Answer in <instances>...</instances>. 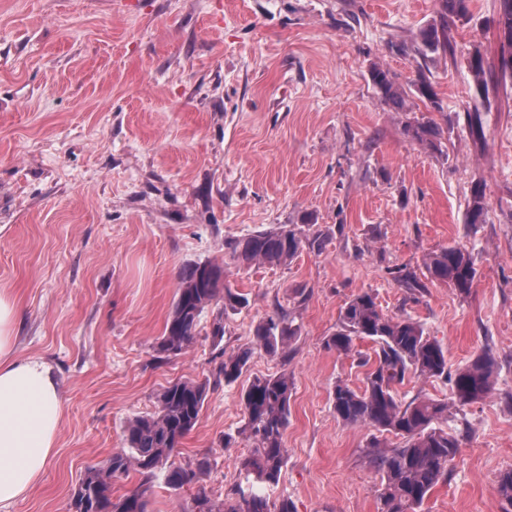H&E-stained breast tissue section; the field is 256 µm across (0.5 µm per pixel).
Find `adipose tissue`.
Listing matches in <instances>:
<instances>
[{
	"label": "adipose tissue",
	"mask_w": 512,
	"mask_h": 512,
	"mask_svg": "<svg viewBox=\"0 0 512 512\" xmlns=\"http://www.w3.org/2000/svg\"><path fill=\"white\" fill-rule=\"evenodd\" d=\"M19 309L0 289V512H11L41 480L57 447L64 405L51 366L14 353Z\"/></svg>",
	"instance_id": "1"
}]
</instances>
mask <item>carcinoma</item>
<instances>
[{
  "mask_svg": "<svg viewBox=\"0 0 512 512\" xmlns=\"http://www.w3.org/2000/svg\"><path fill=\"white\" fill-rule=\"evenodd\" d=\"M441 21L422 30L417 52L423 56L451 49L448 18L464 17L469 0H440ZM497 25L508 51L500 61L502 73H512V0H500ZM479 90H485L484 60L474 52L469 61ZM373 88L390 108L401 111L403 92L389 70L374 65L369 71ZM404 133L433 152H443V129L431 118L408 120ZM485 223V190L480 182L471 187L467 224L477 233ZM319 236L307 237L288 226L234 239L228 243V260L206 261L184 266L172 310L157 352L167 357L184 354L201 334V319L210 308L221 304L237 309L247 305L246 294L232 288L228 269L250 268L256 264L286 266L304 246H315ZM425 267L431 280L447 282L461 294L473 288L477 269L469 251L461 245L443 247L427 255ZM296 329L288 314L276 311L253 330V344L270 355L285 352ZM374 342V359L363 358L364 388L359 391L342 380L336 381L332 406L336 417L351 425H367L380 434H392L401 443L387 445L373 437L369 448L373 462L382 472L379 512H415L431 491L448 476V467L459 449L457 435L440 424L448 421V404L463 406L488 396L495 384L497 363L485 349L469 363L448 369L447 351L425 335L422 325L409 316L383 312L376 297L363 292L350 300L340 316V325L326 341L338 354H355V341ZM251 349L224 355L217 376L229 385L246 369ZM444 380L451 388L452 402L416 397L408 403L398 397V387L410 376ZM292 379L286 373L254 378L241 394L245 425L243 432L252 441L251 456L241 462L245 484H237L219 502L213 500L200 478L209 459L203 457L186 465L174 457L185 437L199 421L209 391V380H178L162 388L156 396L155 411L132 419L125 429L127 449L115 452L100 465L87 469L71 493L69 512H149L148 482L164 473L173 489L196 488L190 512H297L287 497L272 501L262 486L278 483L286 465L284 431L288 425ZM135 471L144 481L118 499L112 497L115 480ZM498 492L503 512H512V470L501 474Z\"/></svg>",
  "mask_w": 512,
  "mask_h": 512,
  "instance_id": "cac0c4a2",
  "label": "carcinoma"
}]
</instances>
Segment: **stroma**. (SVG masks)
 Segmentation results:
<instances>
[{
    "instance_id": "stroma-1",
    "label": "stroma",
    "mask_w": 512,
    "mask_h": 512,
    "mask_svg": "<svg viewBox=\"0 0 512 512\" xmlns=\"http://www.w3.org/2000/svg\"><path fill=\"white\" fill-rule=\"evenodd\" d=\"M0 0V288L21 311L15 354L52 366L64 399L56 454L12 512H68L80 476L124 446L128 419L151 413L162 386L212 379L179 462L206 456L203 484L223 499L252 451L241 391L288 374V463L271 498L297 512H378L373 429L337 419L336 380L363 385L360 357L326 348L345 303L373 293L467 364L497 358L493 393L453 407L459 452L422 512H502L498 479L512 469V75L499 70V0H470L449 22L453 51L422 56L420 33L439 0ZM480 51L491 102L485 143L465 114L480 97L468 58ZM388 69L408 94L396 112L369 69ZM426 76L441 104L416 91ZM435 119L444 151L403 132ZM486 222L468 234L475 182ZM311 229L281 267L230 271L247 307L217 313L224 339L198 336L186 354L155 357L181 269L221 261L229 240L281 225ZM471 252L470 294L431 280L441 247ZM413 273L407 288L399 272ZM296 336L287 355L252 344L274 309ZM251 349L246 371L215 383L225 353ZM236 442L225 447V435Z\"/></svg>"
}]
</instances>
